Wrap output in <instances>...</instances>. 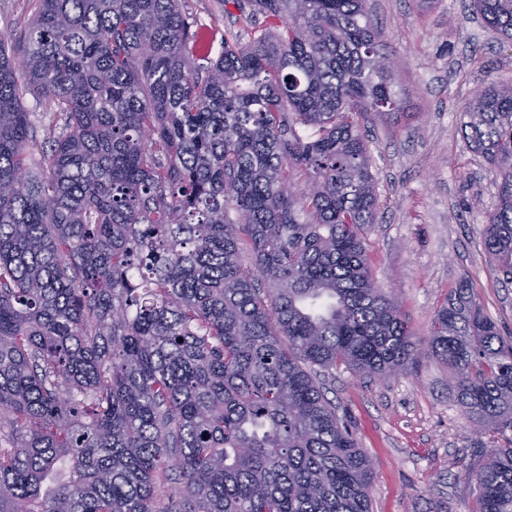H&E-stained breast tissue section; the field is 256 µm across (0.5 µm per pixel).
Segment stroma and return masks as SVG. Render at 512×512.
I'll use <instances>...</instances> for the list:
<instances>
[{
    "label": "stroma",
    "instance_id": "stroma-1",
    "mask_svg": "<svg viewBox=\"0 0 512 512\" xmlns=\"http://www.w3.org/2000/svg\"><path fill=\"white\" fill-rule=\"evenodd\" d=\"M402 60V112L369 116L370 169L379 224L364 246L375 281L397 303L415 339L467 283L485 315L512 336V284H502L481 229L497 203L483 158L462 132V109L482 87L512 83V43L479 23L471 0H368ZM38 0H0V42L17 48ZM182 13L219 30L237 29L234 5L180 0ZM327 399L373 466L372 512H473L466 466L478 436L465 417L447 364L433 354L384 380L345 366L322 371Z\"/></svg>",
    "mask_w": 512,
    "mask_h": 512
}]
</instances>
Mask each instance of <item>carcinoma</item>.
I'll return each instance as SVG.
<instances>
[{
	"instance_id": "1",
	"label": "carcinoma",
	"mask_w": 512,
	"mask_h": 512,
	"mask_svg": "<svg viewBox=\"0 0 512 512\" xmlns=\"http://www.w3.org/2000/svg\"><path fill=\"white\" fill-rule=\"evenodd\" d=\"M217 2L244 28L215 58L179 0H38L19 62L0 43V512H370L312 368L415 360L363 245L392 55L367 0ZM472 7L512 42V0ZM29 92L64 118L38 173ZM463 116L512 283V84ZM427 346L493 443L474 512H512V339L460 283Z\"/></svg>"
}]
</instances>
